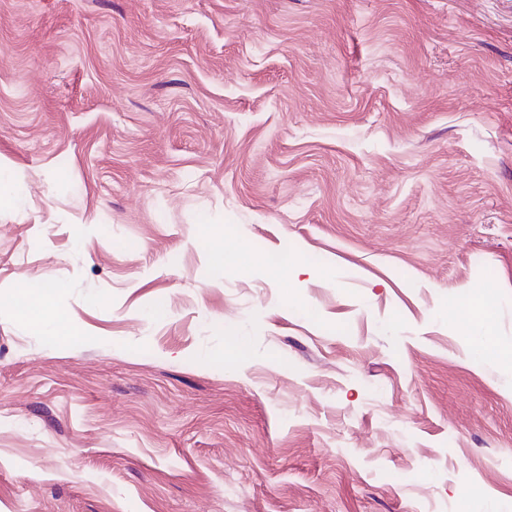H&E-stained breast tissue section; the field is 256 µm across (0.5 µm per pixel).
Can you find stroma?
Masks as SVG:
<instances>
[{
	"instance_id": "1",
	"label": "stroma",
	"mask_w": 512,
	"mask_h": 512,
	"mask_svg": "<svg viewBox=\"0 0 512 512\" xmlns=\"http://www.w3.org/2000/svg\"><path fill=\"white\" fill-rule=\"evenodd\" d=\"M0 180V512L512 506V0H0ZM56 288L42 283L33 282L20 290V297L15 302L19 318L29 325L45 327L47 325H62L63 314L53 305L52 297ZM22 300H26L22 303ZM489 317V305L484 299L483 290L466 295L453 314L458 323L470 328L486 325Z\"/></svg>"
}]
</instances>
